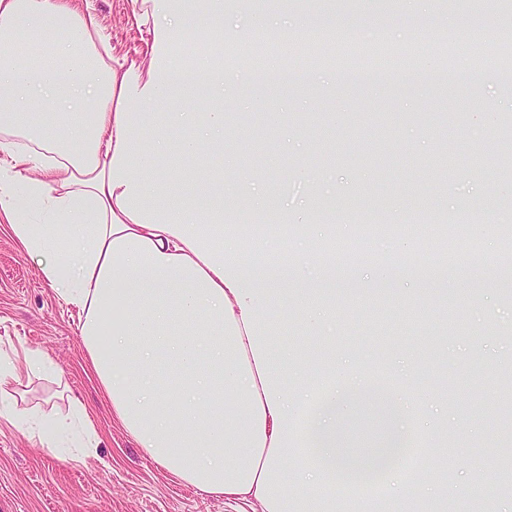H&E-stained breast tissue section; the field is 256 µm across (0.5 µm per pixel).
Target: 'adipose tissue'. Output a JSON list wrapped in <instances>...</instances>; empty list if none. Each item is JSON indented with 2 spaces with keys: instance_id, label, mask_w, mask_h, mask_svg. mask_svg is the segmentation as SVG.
I'll return each mask as SVG.
<instances>
[{
  "instance_id": "adipose-tissue-1",
  "label": "adipose tissue",
  "mask_w": 512,
  "mask_h": 512,
  "mask_svg": "<svg viewBox=\"0 0 512 512\" xmlns=\"http://www.w3.org/2000/svg\"><path fill=\"white\" fill-rule=\"evenodd\" d=\"M183 30L204 27L224 41V14L268 20L258 0H166ZM170 34L156 46L153 64L118 71L99 51L103 38L92 12L67 0H0V132L22 135L40 158L0 145L11 167L0 168V219L30 254H48L43 274L59 297L80 312L79 333L87 366L126 432L138 446L182 481L208 493L260 505L261 512H289L280 472L295 456L298 485L308 505L319 499L328 512H428L425 494L448 499L443 483L426 484L434 460L426 437L414 465L396 457L388 467L392 495H355L356 456L336 419L355 413L371 384L361 368L321 366L319 392L299 376L297 354L273 353V326L264 311L288 297L277 286L282 268L250 261L233 225L224 221L223 186L201 175L184 178L173 192L135 170L132 136L137 109L160 96L224 89L222 59L194 60L172 53ZM42 42L29 65L19 43ZM162 125L183 132L178 147L199 152L224 140V115L211 113L197 130L191 112H165ZM36 161L39 175L22 166ZM48 212L45 231L28 222ZM171 363L157 375L158 354ZM45 353L26 350L0 359V411L22 396L36 372L50 371ZM405 382L392 422L404 436L423 403L418 372L401 370ZM317 445L343 475L334 479L309 466L306 446Z\"/></svg>"
}]
</instances>
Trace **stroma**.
<instances>
[{
    "label": "stroma",
    "instance_id": "1",
    "mask_svg": "<svg viewBox=\"0 0 512 512\" xmlns=\"http://www.w3.org/2000/svg\"><path fill=\"white\" fill-rule=\"evenodd\" d=\"M78 11L96 14L111 48L113 66L152 63L153 27L177 29L170 13L157 12L155 26L138 24L131 0H71ZM277 24L298 35L322 29V16H388L386 30L361 29L355 43L362 56L349 58L332 45L319 63L302 58L296 45H278L273 53L283 67L308 70L303 83L282 88L270 81L234 85L224 92V150L192 156L228 190L226 210L235 212L241 230L276 247L287 235L288 249H319L324 244L361 245L381 253L387 265L402 257L404 235L360 236L352 223L371 209L392 213L412 201L407 224L420 227L424 261L399 287L377 281V266H361L360 277L337 274L289 275L288 304L265 316L285 327L274 350L317 346L325 356L344 357L386 388L400 386L395 365L406 351L420 357L422 383L437 405L448 410V441L438 450L440 468L452 469L448 500L460 512H512V496L498 493L500 462L512 454V431L496 428L493 418L507 409L512 391L506 372L512 367V279L487 268L498 265L503 239L512 226L501 212L512 206V64L497 48L471 55L451 46L439 56L429 37L451 15L469 18L481 12L512 24V12L500 0H355L350 8L315 0L291 12L282 0H266ZM412 21L419 41L408 64L429 70L439 64L488 68L479 83L461 79L413 85H377L329 80L330 72L364 68L374 45L396 52L400 34ZM495 109L483 115L481 106ZM411 112L438 115L435 124L408 120ZM155 129L136 128L142 146L139 163L165 188L177 171L154 148ZM447 152L448 167L434 162ZM482 172H469L474 154ZM256 169L257 187L242 185L241 171ZM265 196L268 223H259L249 206L255 189ZM478 216L476 233L483 252L472 257H440L434 242L435 218L447 206ZM44 257L28 254L8 227H0V352L44 351L52 374L32 376L24 402L0 414V512H226L224 496L205 493L153 461L112 415L98 382L84 369L86 351L78 335V312L58 298L42 274ZM333 309L336 330L328 333L308 322L305 311ZM384 311L385 322L375 320ZM88 408L98 438L93 447H74L71 438L41 447L22 418L35 413L65 416L70 399ZM496 489L494 500L470 496L472 488Z\"/></svg>",
    "mask_w": 512,
    "mask_h": 512
}]
</instances>
